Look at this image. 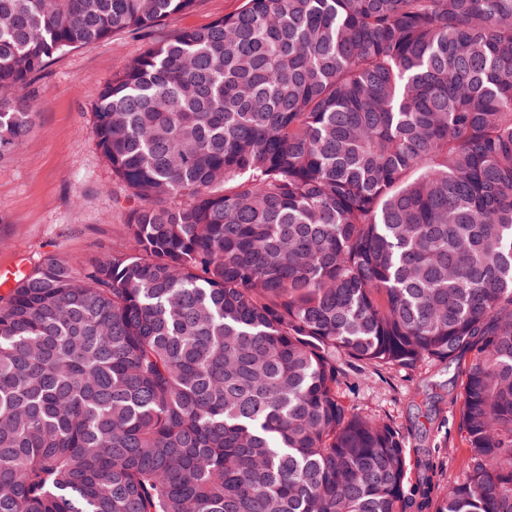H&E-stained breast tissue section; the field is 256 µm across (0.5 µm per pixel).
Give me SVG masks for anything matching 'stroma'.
<instances>
[{
	"label": "stroma",
	"instance_id": "35a3bbf8",
	"mask_svg": "<svg viewBox=\"0 0 512 512\" xmlns=\"http://www.w3.org/2000/svg\"><path fill=\"white\" fill-rule=\"evenodd\" d=\"M242 0H199L160 26L120 32L58 56L30 86L37 121L15 158L0 161V269H32L50 256L80 268L124 243L130 202L91 133L94 90L145 48L175 31L234 14ZM466 364L422 362L377 371L340 359L339 391L356 413L381 419L407 450L425 449L440 485L460 480L467 456L459 431Z\"/></svg>",
	"mask_w": 512,
	"mask_h": 512
}]
</instances>
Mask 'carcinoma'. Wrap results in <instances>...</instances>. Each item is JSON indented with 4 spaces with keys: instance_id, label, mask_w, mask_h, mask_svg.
I'll use <instances>...</instances> for the list:
<instances>
[{
    "instance_id": "obj_1",
    "label": "carcinoma",
    "mask_w": 512,
    "mask_h": 512,
    "mask_svg": "<svg viewBox=\"0 0 512 512\" xmlns=\"http://www.w3.org/2000/svg\"><path fill=\"white\" fill-rule=\"evenodd\" d=\"M197 0H0V161L55 56ZM126 244L0 295V512H512V0H243L93 93ZM472 362L463 479L337 391Z\"/></svg>"
}]
</instances>
